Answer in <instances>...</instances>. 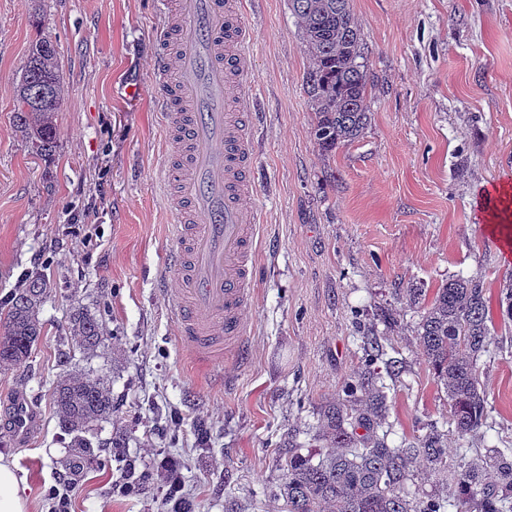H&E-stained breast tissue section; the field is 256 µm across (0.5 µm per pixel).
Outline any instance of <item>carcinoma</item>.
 I'll return each mask as SVG.
<instances>
[{
  "label": "carcinoma",
  "mask_w": 512,
  "mask_h": 512,
  "mask_svg": "<svg viewBox=\"0 0 512 512\" xmlns=\"http://www.w3.org/2000/svg\"><path fill=\"white\" fill-rule=\"evenodd\" d=\"M312 66L305 86L313 112L318 146L331 152L357 139L369 120L370 74L361 29L350 0H291ZM62 63L53 40L42 37L29 49L27 64L14 90L17 124L37 148H55L57 117L65 103ZM53 282L44 273L23 277L0 301V363L20 365L41 336L39 318ZM410 305L420 309L416 336L437 384L448 396V413L458 438L476 435L487 425L488 396L480 384V356L491 352V297L481 276L450 279L422 301V290L409 289ZM499 312L512 322V277L499 289ZM76 346L92 350L106 344L102 322L84 312L67 326ZM52 399L60 428L74 435V446L95 458L81 433L112 418V393L100 379L67 376L53 384ZM387 394L369 372L347 389V400L324 411L335 447L318 462L299 449L288 450L282 464L280 496L288 512H512V448L470 453L461 448L448 460L444 433L433 428L407 448L391 446L379 435ZM448 471L451 492L416 498L406 489L409 467L417 457ZM498 484H485L487 470Z\"/></svg>",
  "instance_id": "1"
}]
</instances>
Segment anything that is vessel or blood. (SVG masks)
Segmentation results:
<instances>
[{
    "instance_id": "vessel-or-blood-1",
    "label": "vessel or blood",
    "mask_w": 512,
    "mask_h": 512,
    "mask_svg": "<svg viewBox=\"0 0 512 512\" xmlns=\"http://www.w3.org/2000/svg\"><path fill=\"white\" fill-rule=\"evenodd\" d=\"M164 19L155 81L173 141L161 179L178 188L167 265L183 283L171 310L181 342L208 372L241 353L252 327L244 316L255 285L252 114L237 109L247 92L229 76L248 70L253 34L229 0H168ZM9 406L11 435L28 439L40 425L37 411L23 394Z\"/></svg>"
}]
</instances>
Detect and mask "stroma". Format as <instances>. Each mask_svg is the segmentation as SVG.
<instances>
[{
	"label": "stroma",
	"instance_id": "1",
	"mask_svg": "<svg viewBox=\"0 0 512 512\" xmlns=\"http://www.w3.org/2000/svg\"><path fill=\"white\" fill-rule=\"evenodd\" d=\"M255 38L244 74L253 94L259 216L253 323L245 359L207 375L178 341L167 273L173 220L156 175L165 133L153 108L151 44L160 0H0V299L24 272L54 281L30 358L0 364V406L33 399L41 425L24 441L0 429V458L14 468L32 512H49L56 477L78 467L71 512H159L158 488L113 493L127 456L153 465L163 449L180 465L196 512H284L276 459L293 436L303 453L325 450L326 407L366 369L379 336L399 372L386 379L394 444L448 426V399L415 336L411 288L433 294L448 279L483 275L491 291L512 257L479 203L512 184V0H350L366 43L370 119L359 139L319 150L304 89L310 65L290 0H237ZM55 41L66 100L57 147L44 155L16 128L14 83L40 35ZM144 89L127 99L125 79ZM108 340L80 351L65 334L76 310ZM390 315L392 327L380 323ZM496 353L480 380L491 406L475 448L512 447V323L494 315ZM68 373L103 379L111 419L86 433L99 448L80 463L51 398ZM209 438L200 442L197 422Z\"/></svg>",
	"mask_w": 512,
	"mask_h": 512
}]
</instances>
